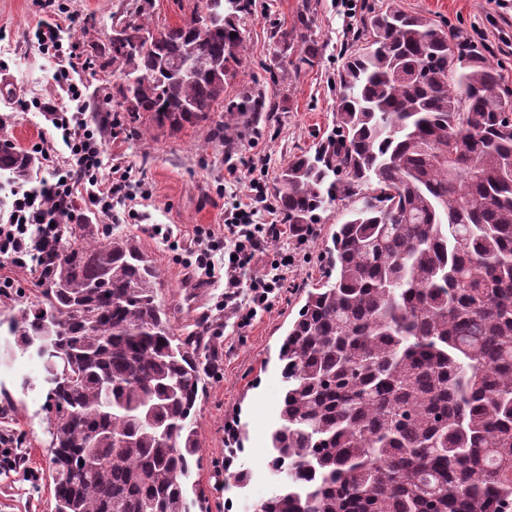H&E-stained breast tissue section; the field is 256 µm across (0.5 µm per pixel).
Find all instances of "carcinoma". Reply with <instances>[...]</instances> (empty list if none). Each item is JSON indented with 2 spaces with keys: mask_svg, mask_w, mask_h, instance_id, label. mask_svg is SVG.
<instances>
[{
  "mask_svg": "<svg viewBox=\"0 0 512 512\" xmlns=\"http://www.w3.org/2000/svg\"><path fill=\"white\" fill-rule=\"evenodd\" d=\"M146 4L131 0L127 25L148 44L109 39L108 63L135 79L118 106L172 129L206 120L252 0H223L205 33L152 25ZM301 25L299 57L271 81L320 56ZM341 60L336 133L285 164L276 199L300 229L339 195L361 204L333 233L334 281L306 289L280 346L267 466L288 482L260 512H512V91L400 0L360 14ZM233 111L275 105L255 91ZM34 165L0 154L12 178ZM88 228L66 225L40 296L11 320L19 346H49L53 512H190L194 407L216 345L174 333L135 237L89 241Z\"/></svg>",
  "mask_w": 512,
  "mask_h": 512,
  "instance_id": "1",
  "label": "carcinoma"
}]
</instances>
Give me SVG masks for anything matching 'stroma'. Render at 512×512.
<instances>
[{"mask_svg":"<svg viewBox=\"0 0 512 512\" xmlns=\"http://www.w3.org/2000/svg\"><path fill=\"white\" fill-rule=\"evenodd\" d=\"M310 2L311 30L323 43L320 59L311 66L289 71L279 83L269 79L276 68L278 47L272 31L291 35L301 32L303 2ZM71 12L88 17L84 26L62 29V43H77L91 65L59 78L60 60L46 53L33 36L42 19L34 0H0V137L16 148L28 149L50 128L27 100L68 101L67 84H82L88 110L86 119L102 112L104 99L118 86L121 72L104 64V49L114 18H127V0H60ZM378 0H254L247 25V51L237 76L224 87V106L208 119L173 130L158 125L148 114L127 119L130 132L123 142H106L105 152L122 157L138 172L150 193L140 205L139 223H113L99 219L98 232L137 236L154 260L161 278L160 297L167 306L177 335L191 336L209 326L221 351L218 369L211 372L197 401L195 430L199 449L190 459L187 487L196 495L192 512H251L253 502L267 497L276 479L267 468L266 438L279 419L282 390L278 350L281 338L304 302V290L326 274L324 249L338 224L358 206L357 198L336 202L321 213L305 243L288 268V280L272 306L249 326L240 327L223 312L224 285L197 287L192 303H185V286L191 278L184 259L197 228L220 230L230 194L248 195L251 163L268 161L264 178L267 194H274L280 168L295 154L314 150L336 130V88L333 78L341 63L340 50L352 23L365 6ZM409 12L418 13L466 41L488 47L491 63L500 67L504 84L512 89V0H402ZM261 88L268 101L279 104L276 112L262 113L259 120L234 119L229 105L241 94ZM227 122L240 130L233 159L236 175H229L224 145L217 135ZM154 224H172L181 236V247L172 250L152 236ZM12 310L0 301V397L13 402L10 416L0 417V429L12 431L27 458V473L0 475V512H51L52 485L48 478L46 446L49 414L47 390L42 384V364L24 353L10 331ZM239 425L246 435L244 449L233 466L249 470L252 480L241 491L224 484L228 426Z\"/></svg>","mask_w":512,"mask_h":512,"instance_id":"obj_1","label":"stroma"}]
</instances>
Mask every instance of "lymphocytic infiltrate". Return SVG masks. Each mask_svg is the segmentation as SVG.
<instances>
[{"label":"lymphocytic infiltrate","mask_w":512,"mask_h":512,"mask_svg":"<svg viewBox=\"0 0 512 512\" xmlns=\"http://www.w3.org/2000/svg\"><path fill=\"white\" fill-rule=\"evenodd\" d=\"M67 79L69 103L58 106L50 101L39 110L50 121L70 152L63 166L53 167L52 181L40 186L21 183L13 186V202L7 223L0 224V259L26 267L29 258L57 240L58 225L86 224L91 216L113 218L116 206L134 199L141 187L132 165L113 162L104 165V139L124 140L126 126L120 113H106L98 128L84 119L85 100L80 86ZM261 179H252L251 192L233 198L224 210V230H198L197 247L185 261L191 275L207 282H223L224 311L235 318L238 326L252 323L267 311L273 297L288 275L289 259L270 263L261 273L250 274L249 268L264 243L292 240L300 245L304 236L289 234L286 227L270 223L275 214Z\"/></svg>","instance_id":"f902f5d3"}]
</instances>
